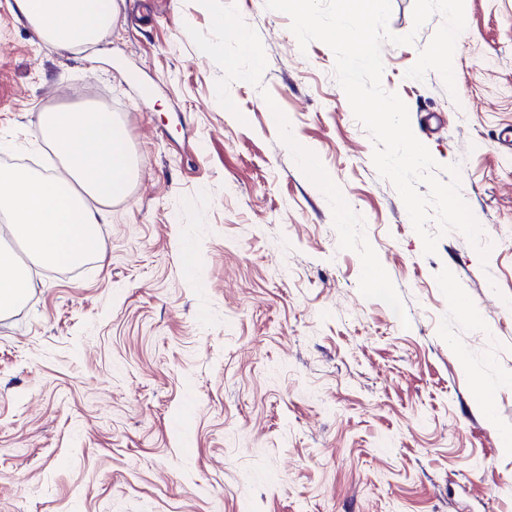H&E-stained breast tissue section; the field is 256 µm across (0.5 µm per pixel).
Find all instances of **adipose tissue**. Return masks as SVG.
I'll list each match as a JSON object with an SVG mask.
<instances>
[{"instance_id":"adipose-tissue-1","label":"adipose tissue","mask_w":512,"mask_h":512,"mask_svg":"<svg viewBox=\"0 0 512 512\" xmlns=\"http://www.w3.org/2000/svg\"><path fill=\"white\" fill-rule=\"evenodd\" d=\"M40 39L63 51L97 41L117 17L116 0H14ZM43 143L62 163L44 177L0 167V209L15 247L0 244V313L19 306L32 287L31 265L76 266L103 254V203L125 193L136 173L122 124L101 107L47 112ZM99 201L90 208L88 199Z\"/></svg>"}]
</instances>
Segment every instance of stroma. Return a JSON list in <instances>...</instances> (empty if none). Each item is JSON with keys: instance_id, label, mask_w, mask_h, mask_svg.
Listing matches in <instances>:
<instances>
[{"instance_id": "stroma-1", "label": "stroma", "mask_w": 512, "mask_h": 512, "mask_svg": "<svg viewBox=\"0 0 512 512\" xmlns=\"http://www.w3.org/2000/svg\"><path fill=\"white\" fill-rule=\"evenodd\" d=\"M464 7L455 93L405 76L441 14L382 46L481 227L427 255L332 50L265 0H117L73 52L0 0V153L54 171L42 113L102 91L138 159L103 256L0 316V512H512V0Z\"/></svg>"}]
</instances>
